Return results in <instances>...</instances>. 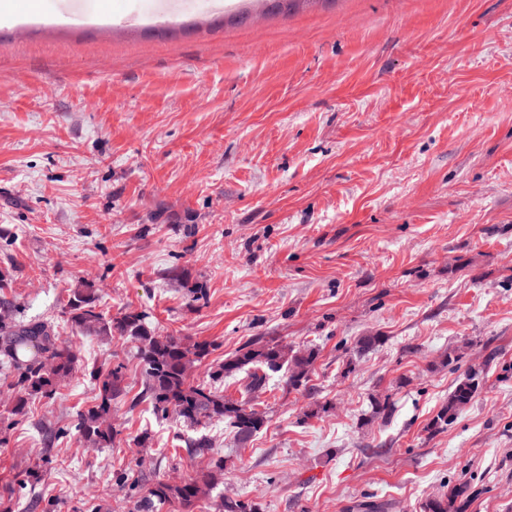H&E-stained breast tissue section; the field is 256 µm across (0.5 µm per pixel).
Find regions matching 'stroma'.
<instances>
[{"mask_svg":"<svg viewBox=\"0 0 512 512\" xmlns=\"http://www.w3.org/2000/svg\"><path fill=\"white\" fill-rule=\"evenodd\" d=\"M4 6L19 15L0 25L4 295L21 319L54 322L83 365L0 446L12 512H128L117 477L206 463L179 452L174 420L131 406L130 342L73 335L61 306L83 282L109 314L212 342L201 380L257 339L316 347L308 390L275 375L257 395L267 424L250 442L208 427L225 496L263 512H422L465 482L460 512H512V0ZM364 336L385 342L360 354ZM118 363V434L87 447L72 415L94 400L90 368ZM472 367L483 389L428 434Z\"/></svg>","mask_w":512,"mask_h":512,"instance_id":"obj_1","label":"stroma"}]
</instances>
